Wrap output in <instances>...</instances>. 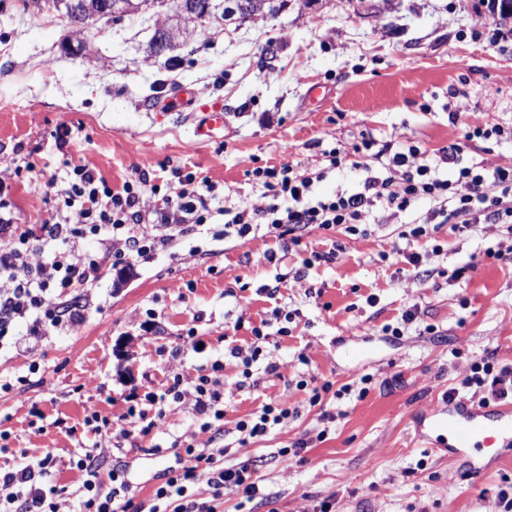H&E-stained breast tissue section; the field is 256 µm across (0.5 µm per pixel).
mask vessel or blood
Returning <instances> with one entry per match:
<instances>
[{
	"mask_svg": "<svg viewBox=\"0 0 512 512\" xmlns=\"http://www.w3.org/2000/svg\"><path fill=\"white\" fill-rule=\"evenodd\" d=\"M223 129L224 112L214 106L206 109L195 127V135L212 140ZM426 429L447 436L452 452L488 448L498 442L512 444V404L467 407L449 399L429 415Z\"/></svg>",
	"mask_w": 512,
	"mask_h": 512,
	"instance_id": "obj_1",
	"label": "vessel or blood"
}]
</instances>
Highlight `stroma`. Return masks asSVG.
Wrapping results in <instances>:
<instances>
[{
  "label": "stroma",
  "instance_id": "stroma-1",
  "mask_svg": "<svg viewBox=\"0 0 512 512\" xmlns=\"http://www.w3.org/2000/svg\"><path fill=\"white\" fill-rule=\"evenodd\" d=\"M483 0H285L275 16L208 20L173 56L152 57L155 21L94 23L69 43L64 23L45 25L24 0H0V165L23 167L22 180L1 194L16 224L48 218L46 183L62 162L87 165L113 188L148 175L161 192L186 173L210 180L204 233L176 236L171 246L133 262L128 274L104 272L91 293L74 291L84 321L51 330L33 350L0 351V463L53 453L57 480L81 484L69 466L89 406L118 417L130 388L158 391L170 353L188 330L201 351L186 366L224 363V381L241 380V360L225 356V330L249 345L251 329L273 320V308L298 311L294 335L280 338L278 373L251 367L258 384L226 393L228 465L252 460L263 478L258 495L224 496V512H316L326 497L335 512H492L500 491L512 496V447L457 456L436 437L420 438L417 422L461 389L476 359L512 365V264L487 258L486 248L512 249L496 224L461 232L442 227L435 244L410 243L400 233L423 216L414 203L399 221L370 235L307 228L300 249L283 248L265 227L225 234L224 211L263 192L254 167L321 168L312 193L332 197L359 189L363 171L326 166L325 152L348 150L370 134L392 151L416 142L429 153L462 143L465 157L488 168L512 165V140L462 142L451 114L468 99L472 120L512 126V22L493 25ZM224 109V131L198 140L206 107ZM67 125L69 141L52 136ZM338 248L333 263L303 268L308 251ZM277 253L275 264L266 251ZM423 253L420 267L409 252ZM303 279H296L297 271ZM276 289L269 297L268 289ZM417 307L403 335L389 329ZM310 363L301 365L298 353ZM334 387L370 375L365 397H326L342 411L325 441L298 463L278 449L315 429L320 409L295 384L302 374ZM302 416L265 440L238 443L235 424L267 400ZM44 411L43 432L28 426L30 405ZM166 433L132 435L113 450L148 499L159 475L174 465L171 438L198 430L185 408L170 406Z\"/></svg>",
  "mask_w": 512,
  "mask_h": 512
}]
</instances>
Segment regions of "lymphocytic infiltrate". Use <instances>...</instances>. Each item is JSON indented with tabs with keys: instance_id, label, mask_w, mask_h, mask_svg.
I'll use <instances>...</instances> for the list:
<instances>
[{
	"instance_id": "1",
	"label": "lymphocytic infiltrate",
	"mask_w": 512,
	"mask_h": 512,
	"mask_svg": "<svg viewBox=\"0 0 512 512\" xmlns=\"http://www.w3.org/2000/svg\"><path fill=\"white\" fill-rule=\"evenodd\" d=\"M419 145L389 157L388 176L372 173V160L384 157L372 136H364L351 150H330L329 164L350 165L366 170L360 189L351 194L311 199L312 177L297 173L290 165L257 167L253 177L271 194L236 212L226 228L244 236L253 226H266L278 239L300 245L301 231L314 226L323 230L343 229L354 234L373 207H380L381 223L407 211L419 199L433 202L425 217L409 224L406 240L431 239L436 228L449 225L460 231L481 222L499 224L512 234V165L487 168L465 160L462 143L439 150L434 162H422ZM63 181L49 180L48 188L64 208L42 223L18 230L5 202L0 201V341L15 321H25L18 345L46 336L58 326L76 328L84 318L79 307H64L58 301L65 290L94 286L102 263L97 254L81 253L79 240L94 237L104 242L113 267L127 266L136 257H147L172 242L173 232L185 226L201 227L208 221L206 193L213 185L208 178L187 173L179 185L160 193L144 179L112 188L86 165L67 161ZM195 332L183 336L171 353L173 364L165 371L157 392L130 390L125 410L118 420L89 409L82 429H69L76 440L71 465L83 475L74 492L55 485L57 459L53 454L21 463L0 465V512H219L225 491L255 496L258 480L250 462L224 466L223 449L212 448L196 434L173 439L176 464L155 488L150 503L136 499V491L125 468H104L114 445L133 433L160 431L167 406L190 409L200 421L201 431L211 430L224 419V363L211 368L185 367L180 359L198 350ZM466 387L482 390V403L503 402L512 397V369L496 368L493 361L474 363ZM299 412L269 402L257 413L235 425L240 442L263 439L275 426L298 417ZM94 436L86 446L80 431Z\"/></svg>"
}]
</instances>
